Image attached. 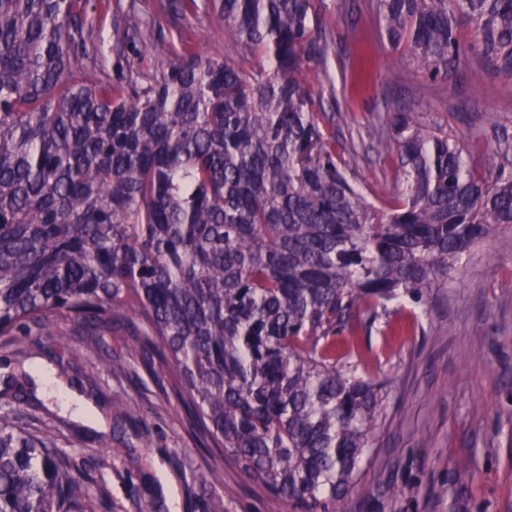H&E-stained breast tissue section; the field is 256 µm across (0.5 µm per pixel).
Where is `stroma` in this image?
<instances>
[{
    "instance_id": "stroma-1",
    "label": "stroma",
    "mask_w": 512,
    "mask_h": 512,
    "mask_svg": "<svg viewBox=\"0 0 512 512\" xmlns=\"http://www.w3.org/2000/svg\"><path fill=\"white\" fill-rule=\"evenodd\" d=\"M167 0H138L143 14L206 56L223 57L224 26L196 11L172 19ZM324 23L336 51L313 72L336 130H364L383 106L408 105L431 124H451L461 138L488 113H512V77L477 58L462 61L463 89L429 85L405 50L369 52L377 20L366 0H324ZM512 227L502 228L452 271L407 331L383 323L351 340L371 374L393 377L387 424L363 457L364 472L332 512H512ZM43 333L74 363L71 394L91 405L89 418L65 409L62 396L26 386L19 404L58 436L60 451L94 489L108 512H294L229 459L201 448L187 432L186 414L164 364L139 350L123 330L87 336L64 317ZM128 359L113 373L110 360ZM135 401L136 419H122L113 399Z\"/></svg>"
}]
</instances>
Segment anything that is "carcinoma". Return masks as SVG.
I'll return each mask as SVG.
<instances>
[{"instance_id": "obj_1", "label": "carcinoma", "mask_w": 512, "mask_h": 512, "mask_svg": "<svg viewBox=\"0 0 512 512\" xmlns=\"http://www.w3.org/2000/svg\"><path fill=\"white\" fill-rule=\"evenodd\" d=\"M321 0H209L224 58L190 45L113 81L105 52L163 40L136 0L113 43L90 0H0V349L64 316L125 328L172 367L189 431L300 512H328L386 422L392 381L339 337L424 305L512 226V118L459 137L406 106L366 134L368 188L311 72L336 45ZM379 44L431 85L475 55L512 76V0H370ZM497 159L486 167L482 157ZM53 436L0 408V512H101ZM379 151L375 143L365 139L356 159L357 171L367 183H378L380 188L389 187L393 184L394 170L391 161Z\"/></svg>"}]
</instances>
